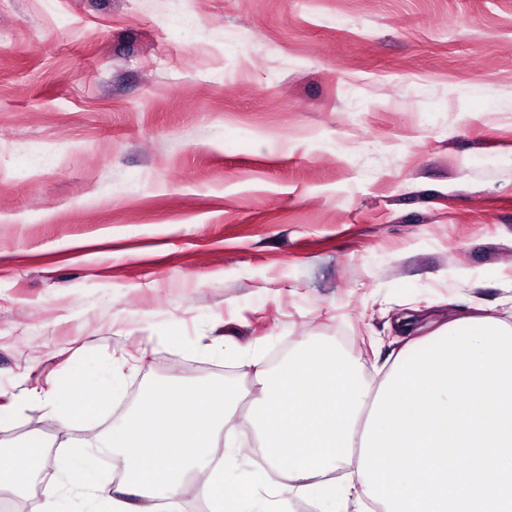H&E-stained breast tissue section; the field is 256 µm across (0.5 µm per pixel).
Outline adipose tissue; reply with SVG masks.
<instances>
[{
  "instance_id": "1",
  "label": "adipose tissue",
  "mask_w": 512,
  "mask_h": 512,
  "mask_svg": "<svg viewBox=\"0 0 512 512\" xmlns=\"http://www.w3.org/2000/svg\"><path fill=\"white\" fill-rule=\"evenodd\" d=\"M249 366L259 386L243 399L236 383L214 381L200 388L177 382L146 390L137 406L113 425L95 449L81 450L61 463L59 485L46 493L43 512H78L79 504L102 512H179L186 483H194L207 512H293L304 502L310 512H336L365 501L363 479L331 474L354 460L376 392L357 365L335 344L299 346L277 369L259 358ZM110 367L88 373L74 367L59 391L68 402L58 414L65 423L93 426L114 391ZM254 430L266 462L282 480L259 485L241 469L251 451L221 432ZM112 451L120 477L105 484L98 447ZM0 465V490L17 488L38 476L44 458L40 438L7 449Z\"/></svg>"
}]
</instances>
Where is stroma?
<instances>
[{"instance_id":"35a3bbf8","label":"stroma","mask_w":512,"mask_h":512,"mask_svg":"<svg viewBox=\"0 0 512 512\" xmlns=\"http://www.w3.org/2000/svg\"><path fill=\"white\" fill-rule=\"evenodd\" d=\"M512 317V0H0V443L42 512L83 444L41 400L350 340L378 384L412 308ZM8 462L2 464L0 448V490L17 488L38 476L44 458V444L38 437L30 438L19 447L8 448L4 452Z\"/></svg>"}]
</instances>
